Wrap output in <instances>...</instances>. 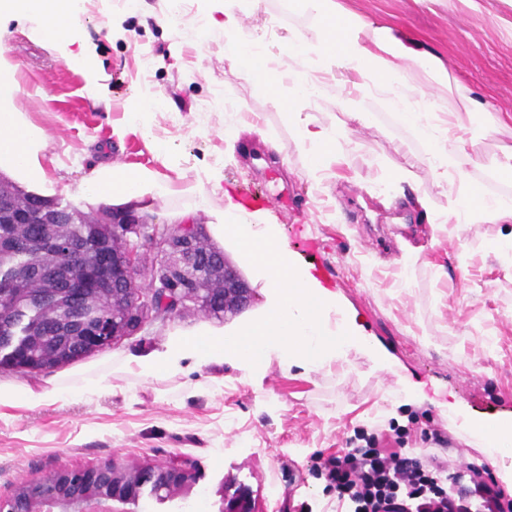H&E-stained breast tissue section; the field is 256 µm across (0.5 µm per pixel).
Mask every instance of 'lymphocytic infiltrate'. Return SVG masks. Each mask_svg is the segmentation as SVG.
Returning <instances> with one entry per match:
<instances>
[{
  "mask_svg": "<svg viewBox=\"0 0 512 512\" xmlns=\"http://www.w3.org/2000/svg\"><path fill=\"white\" fill-rule=\"evenodd\" d=\"M384 432L317 457L315 469L336 492V512H505V491L486 464H449L404 453Z\"/></svg>",
  "mask_w": 512,
  "mask_h": 512,
  "instance_id": "lymphocytic-infiltrate-1",
  "label": "lymphocytic infiltrate"
}]
</instances>
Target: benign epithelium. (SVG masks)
I'll return each mask as SVG.
<instances>
[{"label":"benign epithelium","mask_w":512,"mask_h":512,"mask_svg":"<svg viewBox=\"0 0 512 512\" xmlns=\"http://www.w3.org/2000/svg\"><path fill=\"white\" fill-rule=\"evenodd\" d=\"M118 244L110 249L78 248L66 237L37 245L51 255H70L79 263L100 270L98 291L112 290L120 301L112 316L89 329L70 328L95 351L114 347L123 337L168 320L190 306L218 313H237L251 302V289L232 271L224 280L209 285L210 274L201 262L197 247L202 243L197 224H148L134 213L112 225ZM149 247L155 266L149 287L138 281L139 250ZM46 279L60 285L59 296L69 301L84 297L80 283L71 273L55 266L44 270ZM27 350L31 359L20 369L36 371L45 358L33 346V338L16 332L14 309L0 294V360ZM199 480L192 467L154 468L138 462L111 461L88 469H52L35 481L21 480L13 493L0 497V512H138L148 500L158 503L186 499ZM218 512H254L245 490L223 499Z\"/></svg>","instance_id":"1"}]
</instances>
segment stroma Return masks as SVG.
Segmentation results:
<instances>
[{
    "label": "stroma",
    "instance_id": "stroma-1",
    "mask_svg": "<svg viewBox=\"0 0 512 512\" xmlns=\"http://www.w3.org/2000/svg\"><path fill=\"white\" fill-rule=\"evenodd\" d=\"M342 2L415 52L436 55L478 100L512 114V39L505 33L512 0H483L477 12L462 0ZM285 3L243 8L242 39L278 56L288 32L309 25ZM203 24L210 34L200 33ZM36 27L0 23V49L16 66L26 112L62 165L56 196L77 204L81 177L104 159L165 172L150 139L124 125L142 99H158L153 131L177 157L182 184L207 171L222 184L196 222L209 224L224 210L229 187L287 199L286 208L255 211L254 223L279 225L289 255L303 266L311 258L307 240L319 241L340 315L372 337L394 367L374 368L354 351L348 363L308 374L275 362L250 373L229 362L191 360L183 371L140 377L136 357L163 349L171 333L237 321L190 310L59 368L1 369L2 385L60 393L36 406L0 405V496L53 468L137 459L196 466L200 480L185 512H218L223 495L239 488L256 512H295L303 502L313 512H334L325 478L312 473L316 456L345 448L360 430L407 426L412 414H431L458 460L482 456L457 426L466 417L512 420V257L488 248L512 233V223L465 224L433 244L416 199L445 210L451 187L432 174L428 146L415 129L377 102L367 106L368 121L352 120L347 104L327 97L304 117L346 126L348 137L337 145L338 163L311 172L296 121L226 59L224 15L208 0H191L178 14L170 0H99L80 31L96 59L90 73L70 68L35 36ZM91 83L94 99L86 92ZM503 144L512 145V125L489 134L484 116H475L456 164L485 193L512 196V178L492 164ZM405 170L410 180L396 182ZM409 246L421 258L407 271ZM408 387L419 397L393 406ZM448 402L454 412L445 410Z\"/></svg>",
    "mask_w": 512,
    "mask_h": 512
}]
</instances>
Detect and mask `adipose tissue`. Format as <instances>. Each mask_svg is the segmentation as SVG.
<instances>
[{
  "label": "adipose tissue",
  "instance_id": "1",
  "mask_svg": "<svg viewBox=\"0 0 512 512\" xmlns=\"http://www.w3.org/2000/svg\"><path fill=\"white\" fill-rule=\"evenodd\" d=\"M224 13L226 55L235 61L243 78L265 83L273 102L287 100L294 117H301L309 104L329 93L328 77L349 69L357 76L351 86H339L338 97L353 108L357 118L367 119L362 106L381 98L385 108L415 127L429 147L428 162L439 180H451L455 198L448 210L436 211L427 198L419 203L431 216L437 236L448 233L449 225L484 220L492 224L512 223V198L489 195L455 165L458 130L469 117L486 111L462 85L451 84L447 70L431 53L416 54L391 30L367 21L348 10L340 0H301L311 18L306 31L292 34L286 44L290 58L301 69L288 73V95L280 97L278 69L271 57L238 41V11L242 0H213ZM85 0H0V20L37 19L38 37L58 51L66 62L90 71L92 61L85 48L76 47V33L83 24ZM412 60L425 79L414 83L404 68ZM347 133L343 127L304 129L310 145L309 166L317 172L336 159V144ZM55 159L49 155L42 128L28 118L22 105V89L14 67L0 52V173L33 195L54 193ZM79 195L85 206L106 204L125 213L146 207L149 201L182 194V187L158 172L99 163L80 180ZM216 243L228 251L250 283L264 288L266 302L261 310L234 328L201 324L193 336L175 334L161 350H151L137 359L141 377L181 371L187 360L208 363L232 362L246 371L278 362L310 373L331 363L346 360L351 352L370 356L377 368H389L374 343L336 323V293L296 265L283 248L275 224H248L235 210L216 213L209 224ZM463 431L488 458L512 456V422L474 424L463 422Z\"/></svg>",
  "mask_w": 512,
  "mask_h": 512
}]
</instances>
